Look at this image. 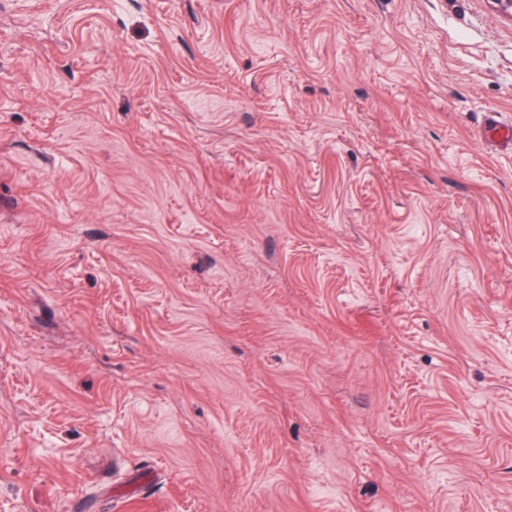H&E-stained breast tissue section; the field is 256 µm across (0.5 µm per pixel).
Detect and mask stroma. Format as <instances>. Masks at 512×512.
Returning a JSON list of instances; mask_svg holds the SVG:
<instances>
[{"label": "stroma", "mask_w": 512, "mask_h": 512, "mask_svg": "<svg viewBox=\"0 0 512 512\" xmlns=\"http://www.w3.org/2000/svg\"><path fill=\"white\" fill-rule=\"evenodd\" d=\"M512 20L0 0V512H512Z\"/></svg>", "instance_id": "1"}]
</instances>
